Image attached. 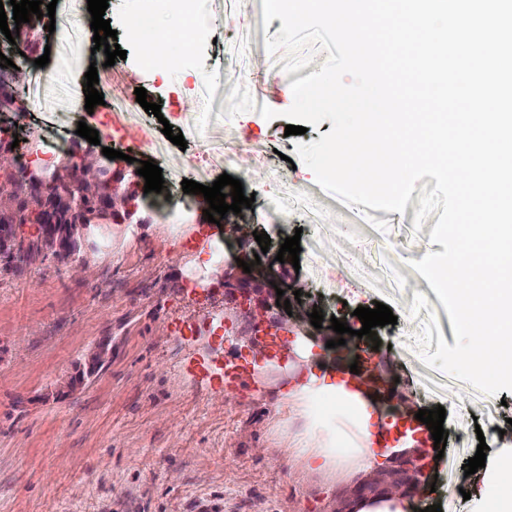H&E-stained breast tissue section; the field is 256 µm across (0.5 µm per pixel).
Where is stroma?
<instances>
[{"label":"stroma","instance_id":"1","mask_svg":"<svg viewBox=\"0 0 512 512\" xmlns=\"http://www.w3.org/2000/svg\"><path fill=\"white\" fill-rule=\"evenodd\" d=\"M204 4L206 38L188 52L169 41L174 65L160 72L140 67L124 29L143 13L169 16L171 0H108L105 16L126 52L111 67L94 48L84 0H58L57 31L30 35L35 56L50 62H26L17 75L31 105L19 125L34 132L41 151L54 157L58 143L79 142L71 107L95 62L108 111L88 126L101 146L131 156L128 173L151 159L165 183L161 193L140 194L129 223L88 233L82 274L52 259L0 271V512H344L354 482L309 475L296 453L310 414L328 436L346 419L345 406L325 393L293 403L298 375L317 362L300 357L289 374L262 377L243 364L248 350L238 334L247 320L216 283L246 252L260 256L251 268L255 284L301 299L306 317L293 329V351L322 354L337 337L312 326L313 309L355 330L357 307L378 301L392 310L396 324L376 329V361L415 408L446 410L447 445L430 468L435 490L415 496L414 506L470 512L485 491L479 474L465 475L462 466L479 442L512 444V392L489 396L422 362L415 339L429 315L446 343L455 342L436 293L408 265L442 252L430 241L437 215L414 230L419 193L401 214L349 207L326 194L307 166L292 164L296 143L319 141L332 128L325 120L289 136L283 115L293 104L292 81L319 71L326 52L314 50L311 64L285 73L286 51L265 49L282 22L264 23L262 0ZM199 71L210 79L194 80ZM139 87L160 114L127 110ZM205 100L211 111H202ZM265 106L277 118L265 119ZM166 122L186 148L165 137ZM224 173L255 197L227 213L228 233L207 223L203 195L181 185L209 186ZM160 194L170 198L163 217L154 205ZM258 232L270 236L268 251ZM294 235L298 264L277 262ZM107 336L111 363L74 394H56V383Z\"/></svg>","mask_w":512,"mask_h":512}]
</instances>
